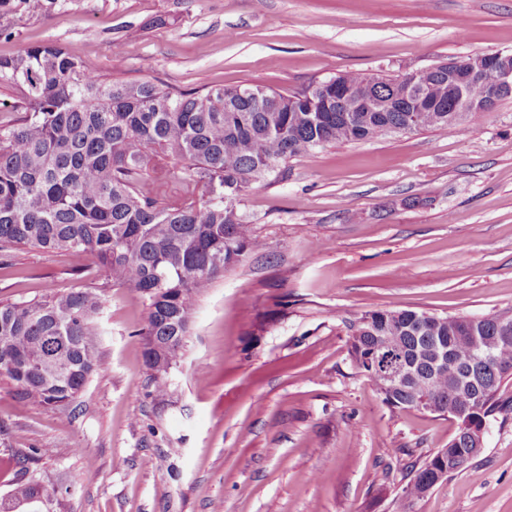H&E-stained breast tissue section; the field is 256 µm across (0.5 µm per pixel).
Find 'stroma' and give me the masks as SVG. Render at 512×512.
Returning a JSON list of instances; mask_svg holds the SVG:
<instances>
[{
    "instance_id": "1",
    "label": "stroma",
    "mask_w": 512,
    "mask_h": 512,
    "mask_svg": "<svg viewBox=\"0 0 512 512\" xmlns=\"http://www.w3.org/2000/svg\"><path fill=\"white\" fill-rule=\"evenodd\" d=\"M44 43L110 80L292 94L512 50V0H9L0 56ZM241 210L260 246L199 298L166 395L138 334L147 302L129 287L106 292L105 365L70 406H19L0 378V495L17 450L48 448L61 512H512V381L482 451L405 499V467L447 447L456 424L385 404L351 365L343 324L368 310H512V100L467 134L289 159ZM85 266L16 250L0 301L88 285L96 257Z\"/></svg>"
}]
</instances>
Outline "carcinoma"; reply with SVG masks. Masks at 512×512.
Wrapping results in <instances>:
<instances>
[{
	"label": "carcinoma",
	"instance_id": "carcinoma-1",
	"mask_svg": "<svg viewBox=\"0 0 512 512\" xmlns=\"http://www.w3.org/2000/svg\"><path fill=\"white\" fill-rule=\"evenodd\" d=\"M0 78L18 86L24 115L0 125V256L23 247L68 253L76 270L96 254L103 282L21 303L0 302V376L21 406H65L102 369L97 315L109 284L129 285L147 300L139 330L154 371V391L168 392L167 374L180 357L199 296L224 271L259 247L239 205L251 184L298 156L326 146L365 142L434 127L464 132L487 113L454 112L448 88L466 81L486 94L469 58L429 68L432 98L398 100L393 78L347 72L292 95L259 86L204 88L192 93L150 81L102 77L64 48L46 43L0 56ZM159 148L184 192L203 188L199 203L173 207L167 183L147 176ZM354 368L397 409L422 397L457 423L448 447L415 470L404 487L425 496L477 456L473 428L486 425L497 395L512 379V312L481 318L414 310H370L349 321ZM392 355L410 374L390 383L372 369ZM446 349L448 368L435 363ZM57 512L60 502L37 470H24L0 496V512Z\"/></svg>",
	"mask_w": 512,
	"mask_h": 512
}]
</instances>
